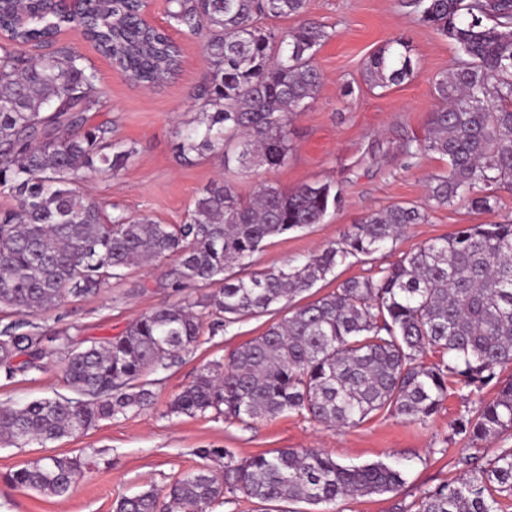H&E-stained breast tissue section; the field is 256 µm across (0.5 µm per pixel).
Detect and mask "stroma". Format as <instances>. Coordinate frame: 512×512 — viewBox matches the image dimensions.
<instances>
[{"instance_id":"stroma-1","label":"stroma","mask_w":512,"mask_h":512,"mask_svg":"<svg viewBox=\"0 0 512 512\" xmlns=\"http://www.w3.org/2000/svg\"><path fill=\"white\" fill-rule=\"evenodd\" d=\"M305 18L323 25L329 34L315 56L323 74L319 95L289 127L291 150L284 166L261 169L248 177L237 174L233 180L245 195L262 182L288 192L305 183L329 182L340 189L342 198L322 223L272 239L255 256L252 268L256 271L317 253L340 241L371 211L406 202L424 204L429 178L447 168L446 159L431 152L406 160L404 146L426 133L428 116L436 105L430 79L452 69L454 45L417 23L398 0H309ZM170 33L181 46L182 68L159 89L139 86L115 70L80 31L65 30L59 39L95 66L107 93V107L89 112V124L111 128L113 140L135 149L117 176L91 177L86 191L105 210L117 207L163 224H181L195 194L217 177L222 165L213 158L186 160L176 150L178 130L197 113L189 94L204 80L208 67L202 37L177 27H171ZM401 36L407 37L411 55L419 63L418 74L399 85L370 87L364 80L366 61ZM488 191L498 198L494 212L479 214L460 203L429 210L424 223L412 225L368 259H348L317 282L310 295L296 297V304L327 294L346 279L371 275L374 269L397 262L460 225L512 223V191L495 185ZM172 266L168 259L130 269L97 295L69 299L33 322L45 331L67 327L81 338L119 335L143 313L183 303L188 295L201 296L198 288L187 293L172 288L168 275ZM216 321V316L204 315L198 345L168 369L149 374L155 393L150 408L101 421L86 432L43 446L0 445V475L48 455L88 454L95 461L63 497L41 495L0 478V512H113L121 497L149 487L163 494L186 474L203 467L218 469L217 461L201 456L204 448H226L240 459L281 448H314L347 466L383 462L402 470L405 483L398 492L329 505L298 503L295 512H410L425 491L462 475L461 456L487 461L501 449L512 448V438L507 436L474 446L453 436L455 420L476 407L474 397L464 390L450 394L439 412L422 425L385 409L344 428H328L294 412L244 422L212 411L196 416L170 413L171 400L203 367L224 362L236 347L262 334L271 318L265 314L226 328ZM68 392L54 356L45 358L43 369L10 381L0 376V403Z\"/></svg>"}]
</instances>
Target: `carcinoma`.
Masks as SVG:
<instances>
[{
  "label": "carcinoma",
  "instance_id": "cac0c4a2",
  "mask_svg": "<svg viewBox=\"0 0 512 512\" xmlns=\"http://www.w3.org/2000/svg\"><path fill=\"white\" fill-rule=\"evenodd\" d=\"M171 25L204 38L209 77L194 92L202 117L179 134L183 158L206 154L227 171L286 164L288 127L316 99L323 75L315 56L325 29L303 21L288 30L273 22L301 17L308 0H168ZM418 22L447 37L458 58L431 79L437 104L427 133L405 147L409 159L433 152L448 159L428 182L427 206L396 204L367 214L340 241L299 264L251 271L254 255L275 237L323 222L340 204L330 182L291 192L262 182L251 195L222 177L193 198L184 224L105 211L84 190L90 175L115 176L134 148L109 142L110 130L89 126L87 113L107 107L98 72L57 36L74 22L96 50L134 82H168L182 50L143 24L136 0H78L64 13L56 0H0V187L15 205L0 209V310L20 318L0 329L5 379L39 370L60 352L74 396L0 405V438L16 448L84 433L100 421L153 402L145 376L165 369L201 337L195 308L224 325L260 314L309 291L350 257L372 256L427 210L467 204L493 210L489 185L512 189V0H401ZM20 44H46L25 57ZM417 64L402 38L373 53L365 80L388 87L414 77ZM172 258V287L221 284L197 301L143 313L118 336L86 342L69 329L38 330L28 318L71 297L96 295L133 265ZM430 349L448 361L426 365ZM512 224H469L377 270L294 308L225 363L200 374L169 405L172 414L212 410L240 421L306 413L326 426H353L387 408L426 423L457 387L479 407L456 419L453 432L476 444L512 435ZM496 388L486 399L483 391ZM201 455L224 459L223 473L200 469L175 480L165 495L146 489L117 501L114 512H209L241 492L265 504H330L348 496L394 493L402 471L376 462L345 466L322 450L286 448L239 459L226 448ZM425 493L416 512H497L495 495L512 497V448ZM91 460L51 455L3 479L65 496Z\"/></svg>",
  "mask_w": 512,
  "mask_h": 512
}]
</instances>
